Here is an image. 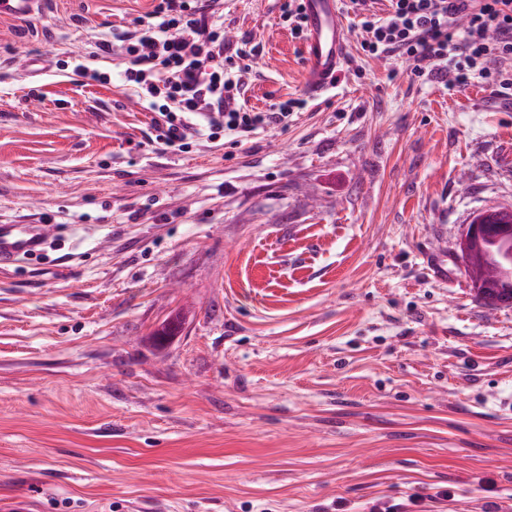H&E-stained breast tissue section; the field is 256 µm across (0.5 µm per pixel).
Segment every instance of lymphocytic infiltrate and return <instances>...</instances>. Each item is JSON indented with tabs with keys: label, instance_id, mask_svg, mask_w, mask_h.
<instances>
[{
	"label": "lymphocytic infiltrate",
	"instance_id": "f902f5d3",
	"mask_svg": "<svg viewBox=\"0 0 512 512\" xmlns=\"http://www.w3.org/2000/svg\"><path fill=\"white\" fill-rule=\"evenodd\" d=\"M349 0L358 19L360 48L370 58L406 61L412 76L461 91L475 82L512 96V0ZM219 0H154L139 29L118 49L125 82L157 115L158 138L186 151L198 136L227 134L241 142L271 126L287 128L302 100L243 105L247 82L235 59L253 55L224 37Z\"/></svg>",
	"mask_w": 512,
	"mask_h": 512
}]
</instances>
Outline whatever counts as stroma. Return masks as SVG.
I'll list each match as a JSON object with an SVG mask.
<instances>
[{
	"label": "stroma",
	"instance_id": "stroma-1",
	"mask_svg": "<svg viewBox=\"0 0 512 512\" xmlns=\"http://www.w3.org/2000/svg\"><path fill=\"white\" fill-rule=\"evenodd\" d=\"M279 5L224 0L257 111L306 95ZM152 8L0 18V222L58 226L0 271V502L512 512V307L459 251L512 205V99L365 57L349 20L336 88L287 129L172 151L96 47Z\"/></svg>",
	"mask_w": 512,
	"mask_h": 512
}]
</instances>
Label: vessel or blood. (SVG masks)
Listing matches in <instances>:
<instances>
[{"instance_id": "b4317fda", "label": "vessel or blood", "mask_w": 512, "mask_h": 512, "mask_svg": "<svg viewBox=\"0 0 512 512\" xmlns=\"http://www.w3.org/2000/svg\"><path fill=\"white\" fill-rule=\"evenodd\" d=\"M45 0H0V18L24 19L39 10ZM305 15L309 59L305 89L320 97L333 87L346 63L348 41L340 0H301ZM56 230L43 219L35 224L0 223V270L14 266L19 259L41 254Z\"/></svg>"}]
</instances>
